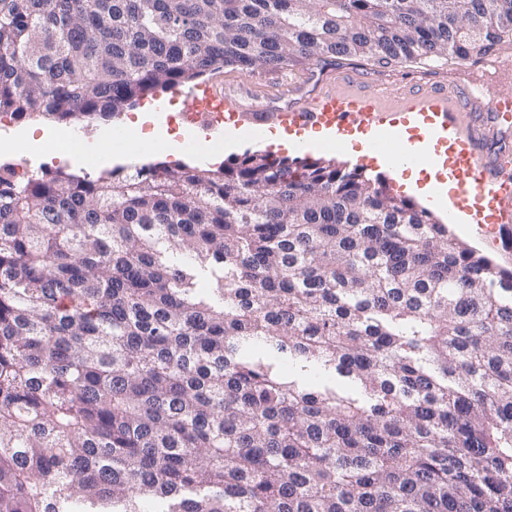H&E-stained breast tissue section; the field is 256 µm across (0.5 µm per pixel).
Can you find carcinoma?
<instances>
[{
    "label": "carcinoma",
    "instance_id": "obj_1",
    "mask_svg": "<svg viewBox=\"0 0 512 512\" xmlns=\"http://www.w3.org/2000/svg\"><path fill=\"white\" fill-rule=\"evenodd\" d=\"M509 36L512 0H0V115ZM0 512H512V271L333 159L1 165Z\"/></svg>",
    "mask_w": 512,
    "mask_h": 512
}]
</instances>
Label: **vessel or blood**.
I'll list each match as a JSON object with an SVG mask.
<instances>
[{
	"label": "vessel or blood",
	"mask_w": 512,
	"mask_h": 512,
	"mask_svg": "<svg viewBox=\"0 0 512 512\" xmlns=\"http://www.w3.org/2000/svg\"><path fill=\"white\" fill-rule=\"evenodd\" d=\"M341 82V87L322 91L286 112L247 109L233 96L207 86L195 87L184 94L180 117L208 133L220 132L227 120L245 122L258 130L279 123L291 128H324L339 136L368 133L375 149L399 138L406 125L410 128L406 142L410 157H419L425 147L439 152L449 180L456 185L454 209L474 216L480 225L502 223L512 212V154L491 155L482 135L473 131L461 134L460 128L469 118L463 91L423 87L389 106L380 88H352L348 76Z\"/></svg>",
	"instance_id": "b4317fda"
}]
</instances>
